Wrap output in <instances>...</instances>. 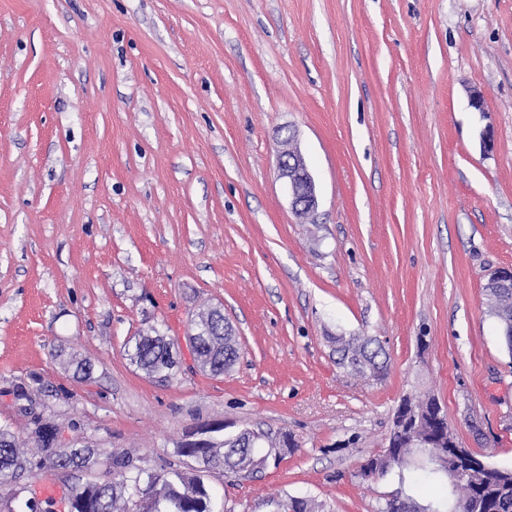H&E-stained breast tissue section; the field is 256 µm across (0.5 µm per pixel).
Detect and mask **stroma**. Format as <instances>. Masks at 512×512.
<instances>
[{
  "mask_svg": "<svg viewBox=\"0 0 512 512\" xmlns=\"http://www.w3.org/2000/svg\"><path fill=\"white\" fill-rule=\"evenodd\" d=\"M484 96L483 111L469 105ZM492 138L493 149L483 147ZM318 189L302 220L285 139ZM512 268V0H0V423L38 409L141 467L192 471L197 426L286 433L260 469L205 473L215 512H376L361 479L401 399L512 468V353L483 287ZM218 306L240 358L192 359ZM157 329L179 363L148 376ZM372 336L381 376L336 364ZM93 364L75 378L71 356ZM155 334H142L138 336L135 344V351L130 359L147 374L163 373L172 370L176 363L171 359L169 352V342L166 336Z\"/></svg>",
  "mask_w": 512,
  "mask_h": 512,
  "instance_id": "stroma-1",
  "label": "stroma"
}]
</instances>
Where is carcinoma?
I'll return each instance as SVG.
<instances>
[{
    "mask_svg": "<svg viewBox=\"0 0 512 512\" xmlns=\"http://www.w3.org/2000/svg\"><path fill=\"white\" fill-rule=\"evenodd\" d=\"M489 312L497 320L504 343L512 354V289L484 288ZM199 335L194 337L195 352L211 374H224L239 358V348L229 344L232 337L224 335V312L218 307H208L198 315ZM372 341L359 337H336L337 364L357 374L383 370L386 362L380 360L382 349L371 347ZM133 362L147 374L172 370L175 362L170 357L169 342L156 333L138 336ZM42 388L15 386L7 391L13 403L25 401L37 404ZM29 434L21 439L7 423L0 424V485L9 475L31 472L32 460L41 466L56 460L60 467H74L82 472L94 470L107 460L112 466V481L100 486L93 484L85 488L87 504L81 512H129L128 488L135 493L143 489L151 491L149 512H203L201 498L189 495L199 474H190L177 469L144 474L139 467V457L124 452L118 455H103V452L89 444L70 442L68 448L53 446L54 419L42 414L26 413ZM259 445L248 446V437L229 440L223 436L213 439L207 448H181L180 455H190L207 467L221 461L226 470L238 467L242 462L256 456ZM440 449L429 448L421 443L403 442L391 449V455L379 461V475L398 472L404 477L407 472L416 474L419 480L439 487L440 495L424 505L405 491H400V507L406 512H512V486H501L497 479L512 468L488 466V469H474L461 463L454 470L443 467L436 457ZM288 512H322L321 504L313 499L292 497L285 501Z\"/></svg>",
    "mask_w": 512,
    "mask_h": 512,
    "instance_id": "1",
    "label": "carcinoma"
}]
</instances>
